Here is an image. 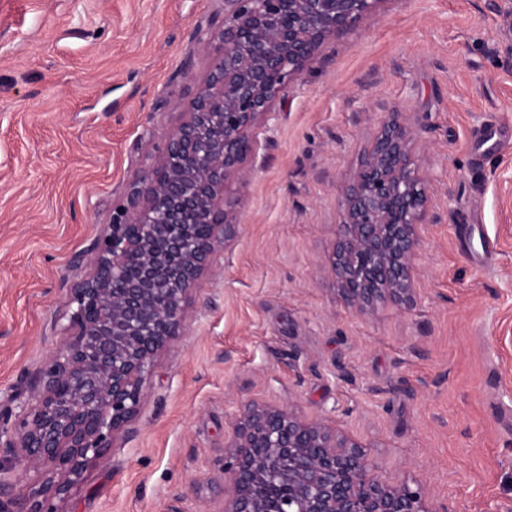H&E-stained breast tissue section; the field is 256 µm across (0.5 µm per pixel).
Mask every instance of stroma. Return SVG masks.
Wrapping results in <instances>:
<instances>
[{
	"label": "stroma",
	"instance_id": "obj_1",
	"mask_svg": "<svg viewBox=\"0 0 512 512\" xmlns=\"http://www.w3.org/2000/svg\"><path fill=\"white\" fill-rule=\"evenodd\" d=\"M224 0H0V423L60 341L76 255L181 122ZM431 195L416 301L349 308L330 262L390 113ZM512 0H380L326 39L253 131L192 318L129 433L58 512H221L242 404L293 402L447 512H512Z\"/></svg>",
	"mask_w": 512,
	"mask_h": 512
}]
</instances>
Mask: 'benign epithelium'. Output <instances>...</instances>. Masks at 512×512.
Wrapping results in <instances>:
<instances>
[{"label":"benign epithelium","instance_id":"7a95c632","mask_svg":"<svg viewBox=\"0 0 512 512\" xmlns=\"http://www.w3.org/2000/svg\"><path fill=\"white\" fill-rule=\"evenodd\" d=\"M378 2L224 0L216 63L131 185L124 215L78 255L89 272L71 288L76 309L15 424L0 425V512H56L51 501L128 431L158 358L188 327L215 244L239 233L229 187L249 175L253 129L325 38ZM416 133L396 113L383 121L344 194L331 264L360 312L415 302L417 226L429 207ZM18 471L37 479L23 483ZM223 472V512H440L410 484L377 479L362 445L289 403L244 406Z\"/></svg>","mask_w":512,"mask_h":512}]
</instances>
